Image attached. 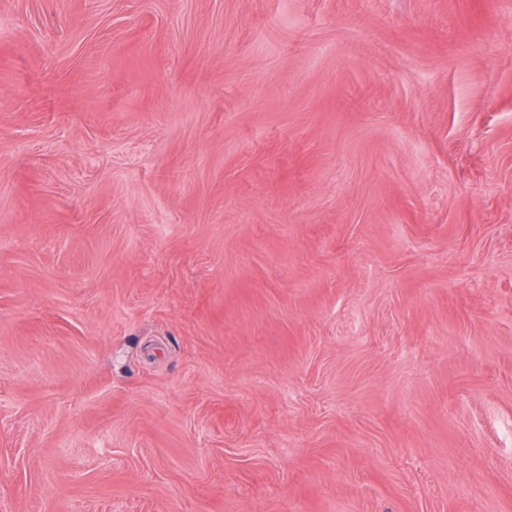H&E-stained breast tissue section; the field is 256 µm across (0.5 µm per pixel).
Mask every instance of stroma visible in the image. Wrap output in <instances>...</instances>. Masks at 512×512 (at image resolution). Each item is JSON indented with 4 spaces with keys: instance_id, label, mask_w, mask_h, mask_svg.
Here are the masks:
<instances>
[{
    "instance_id": "1",
    "label": "stroma",
    "mask_w": 512,
    "mask_h": 512,
    "mask_svg": "<svg viewBox=\"0 0 512 512\" xmlns=\"http://www.w3.org/2000/svg\"><path fill=\"white\" fill-rule=\"evenodd\" d=\"M0 512H512V0H0Z\"/></svg>"
}]
</instances>
